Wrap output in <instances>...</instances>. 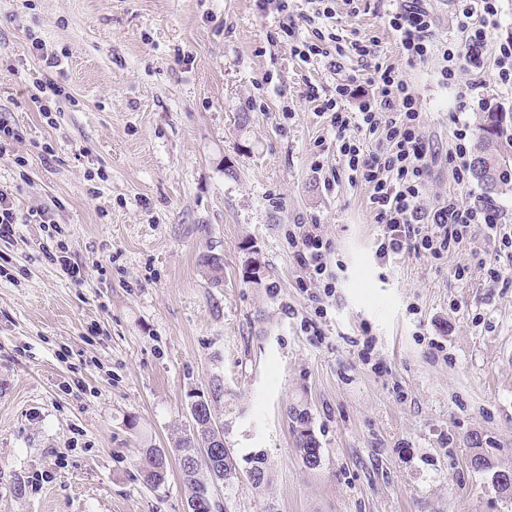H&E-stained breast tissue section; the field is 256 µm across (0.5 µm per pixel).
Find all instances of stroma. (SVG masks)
Listing matches in <instances>:
<instances>
[{"label":"stroma","instance_id":"obj_1","mask_svg":"<svg viewBox=\"0 0 512 512\" xmlns=\"http://www.w3.org/2000/svg\"><path fill=\"white\" fill-rule=\"evenodd\" d=\"M288 4L291 38L255 0H0V119L15 133L0 188L20 218L0 241V512H186L178 471L156 492L137 460L172 447L194 391L239 470L267 458L268 484L241 480L224 512H512L466 441L480 432L512 467V259L479 227L439 260H377L367 188L324 185L336 140L304 90L334 95L339 75L292 55L313 38L311 6ZM387 7L332 0L325 27L376 44L447 151L479 112L439 82L437 58L406 64ZM48 77L66 90L50 124L30 99ZM451 193L512 226V190L486 196L437 160L427 198ZM40 208L57 230L28 222ZM315 223L336 276L324 305L291 238ZM60 247L82 283L47 259ZM205 255L221 258V285ZM254 259L261 288L242 279ZM296 404L315 470L294 446ZM288 416L292 423L295 448L300 453L303 464L310 470L319 468L321 465V448L311 428L308 411L305 408L300 409L293 406L290 407Z\"/></svg>","mask_w":512,"mask_h":512}]
</instances>
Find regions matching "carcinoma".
I'll list each match as a JSON object with an SVG mask.
<instances>
[{
    "mask_svg": "<svg viewBox=\"0 0 512 512\" xmlns=\"http://www.w3.org/2000/svg\"><path fill=\"white\" fill-rule=\"evenodd\" d=\"M504 116L501 112H484L478 123L479 137L473 159L472 171L474 177L482 185L485 194L497 195L507 185L501 173L512 159V137L504 135ZM201 262L209 270L211 283L221 285L224 280V264L217 257L205 255ZM204 416L180 430L171 448L175 459L184 454L201 448L207 438L208 416L212 415L211 401L202 405ZM291 421L295 448L300 453L306 468L314 470L321 465V448L311 428L310 415L304 408L293 406L288 413ZM471 452L482 454L485 471L498 472L488 449L484 448L481 435L472 432L468 435ZM248 480L255 486L267 482V465L264 454L255 453L250 456ZM168 452L163 448H148L142 452L138 462V471L143 483L153 490L165 486L168 477ZM183 485L189 491L187 503L194 504L193 512H222L220 502L208 496L206 490L214 483L223 484L224 488L232 489L240 482V472L229 446L224 445L209 461L199 463L192 470L179 468Z\"/></svg>",
    "mask_w": 512,
    "mask_h": 512,
    "instance_id": "carcinoma-1",
    "label": "carcinoma"
}]
</instances>
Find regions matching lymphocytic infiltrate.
Masks as SVG:
<instances>
[{
    "instance_id": "obj_1",
    "label": "lymphocytic infiltrate",
    "mask_w": 512,
    "mask_h": 512,
    "mask_svg": "<svg viewBox=\"0 0 512 512\" xmlns=\"http://www.w3.org/2000/svg\"><path fill=\"white\" fill-rule=\"evenodd\" d=\"M385 18L407 63L429 60L435 34L426 0H397ZM498 24L496 0H458V35L449 39L441 54V84L456 86L460 98L476 99L484 111L491 110L493 100L484 80L487 65H494L497 85L512 89V42L500 44L495 57L487 55L488 34ZM291 51L302 62L313 60L336 72L342 70L346 52L364 60L375 54L373 46L359 39L352 40L346 50L329 48L319 30L313 41L292 46ZM464 71L470 77L463 83L459 75ZM370 81L376 84L377 93L369 101L354 77L337 83L335 97L322 98L318 86L311 82L305 96L319 102L320 113L336 138L337 155L348 182L371 189L369 204L382 227L376 256L386 262L406 255L438 260L469 240L478 224L484 225L500 246L512 249V232L501 227L495 206H471L453 196L433 205L425 200L438 157L451 164L457 182L467 180L471 169L469 124L458 125L452 148L438 154L421 131L420 98L404 75L395 66H378ZM294 245L308 284L334 296L336 284L327 271L330 243L319 225H300Z\"/></svg>"
}]
</instances>
